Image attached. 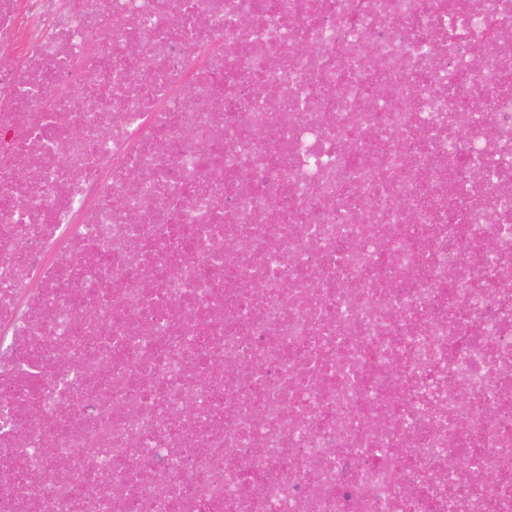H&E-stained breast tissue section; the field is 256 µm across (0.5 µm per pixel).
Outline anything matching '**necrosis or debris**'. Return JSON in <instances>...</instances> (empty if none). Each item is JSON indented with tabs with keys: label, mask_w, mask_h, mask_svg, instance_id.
<instances>
[{
	"label": "necrosis or debris",
	"mask_w": 512,
	"mask_h": 512,
	"mask_svg": "<svg viewBox=\"0 0 512 512\" xmlns=\"http://www.w3.org/2000/svg\"><path fill=\"white\" fill-rule=\"evenodd\" d=\"M0 512H512V0H0Z\"/></svg>",
	"instance_id": "4bbe7bcc"
}]
</instances>
